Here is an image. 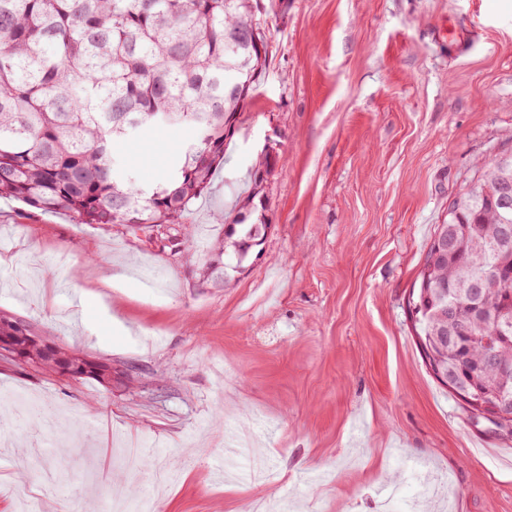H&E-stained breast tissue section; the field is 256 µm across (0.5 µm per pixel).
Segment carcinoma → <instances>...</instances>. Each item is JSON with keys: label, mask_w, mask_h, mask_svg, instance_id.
I'll use <instances>...</instances> for the list:
<instances>
[{"label": "carcinoma", "mask_w": 512, "mask_h": 512, "mask_svg": "<svg viewBox=\"0 0 512 512\" xmlns=\"http://www.w3.org/2000/svg\"><path fill=\"white\" fill-rule=\"evenodd\" d=\"M255 0H0V197L63 212L76 224H119L134 231L179 224L183 248H195L187 223L191 205L208 192L224 163V144L264 80L269 59L265 26ZM187 127L194 136L158 183L139 187L114 174L116 148L145 130ZM256 160L254 187L243 207L255 211L263 174ZM498 159L481 165L477 191L465 187L448 205L467 225L440 279L454 286L483 275L484 302L512 306V241L486 250L512 209L498 205ZM240 211L224 222L210 257L196 266L204 282H224L261 245L267 224L247 223ZM236 263L227 264L224 256ZM422 305L414 324L422 337L451 323L458 332L435 352L458 366L472 385L499 384L489 356L512 362V342L488 349L499 335L491 318L471 313L462 299L448 311L435 293L414 291ZM0 339L19 362L71 379L112 387V363L69 351L27 324L0 316Z\"/></svg>", "instance_id": "obj_1"}]
</instances>
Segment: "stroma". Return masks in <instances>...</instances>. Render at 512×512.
Returning a JSON list of instances; mask_svg holds the SVG:
<instances>
[{"label":"stroma","mask_w":512,"mask_h":512,"mask_svg":"<svg viewBox=\"0 0 512 512\" xmlns=\"http://www.w3.org/2000/svg\"><path fill=\"white\" fill-rule=\"evenodd\" d=\"M269 67L179 229L76 224L0 199V315L111 362L114 380L0 360V512H111L174 473L155 512H512V436L428 371L408 297L448 202L512 151V0H258ZM140 134L116 173L147 185L189 139ZM269 230L228 283L195 267L267 141ZM94 302L78 313L79 294ZM27 393L78 442L34 456ZM267 478L225 491L231 449Z\"/></svg>","instance_id":"1"}]
</instances>
